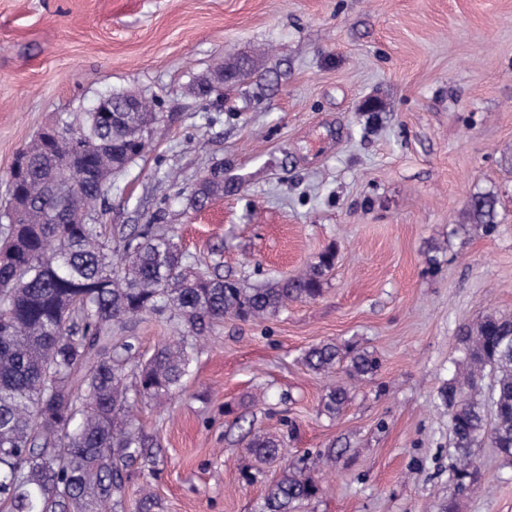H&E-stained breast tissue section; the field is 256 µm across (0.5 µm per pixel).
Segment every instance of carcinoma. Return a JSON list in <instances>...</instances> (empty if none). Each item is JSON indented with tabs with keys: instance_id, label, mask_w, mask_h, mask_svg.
<instances>
[{
	"instance_id": "cac0c4a2",
	"label": "carcinoma",
	"mask_w": 512,
	"mask_h": 512,
	"mask_svg": "<svg viewBox=\"0 0 512 512\" xmlns=\"http://www.w3.org/2000/svg\"><path fill=\"white\" fill-rule=\"evenodd\" d=\"M157 119L88 112L56 144L44 132L23 150L27 164L0 210V512H123L130 467L153 440L136 422L130 393L171 396L192 362L188 338L207 335L230 315L256 320L294 301L321 296L335 255L328 250L295 278L245 288L187 257L161 224L118 231V247L101 217L112 176L148 147ZM224 192V171L205 178L193 205ZM497 198L477 193L470 222L490 235ZM174 324L178 336L138 359L134 336H114L129 319ZM462 370L441 388L452 422L454 492L438 512H456L457 498L480 481L473 446L494 423L491 444L512 465V317L489 313L458 337ZM341 359L332 342L309 348L305 365L328 373ZM379 361L352 352L351 380L374 374ZM494 376L486 392L480 382ZM349 389H329L323 408L338 414ZM248 448L261 463L285 458L281 442L255 434ZM309 451L289 462L268 489L260 512H298L322 492L309 471Z\"/></svg>"
}]
</instances>
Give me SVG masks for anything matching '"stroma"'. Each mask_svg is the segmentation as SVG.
Listing matches in <instances>:
<instances>
[{"label": "stroma", "mask_w": 512, "mask_h": 512, "mask_svg": "<svg viewBox=\"0 0 512 512\" xmlns=\"http://www.w3.org/2000/svg\"><path fill=\"white\" fill-rule=\"evenodd\" d=\"M236 57L248 78L194 94ZM126 90L162 119L113 179L107 228L161 219L190 260L247 287L335 260L321 297L225 317L194 339L180 392L136 398L158 446L133 466L125 512L146 484L163 512H258L280 469L243 482L239 416L290 460L339 449L303 512H436L453 492L440 390L457 336L512 315V0H0V199L42 127ZM218 167L224 195L195 208ZM488 191L486 236L465 209ZM323 341L380 368L356 382L342 363L312 372L304 353ZM339 383L349 399L331 417ZM474 453L481 487L458 512H512V467L488 440Z\"/></svg>", "instance_id": "1"}]
</instances>
